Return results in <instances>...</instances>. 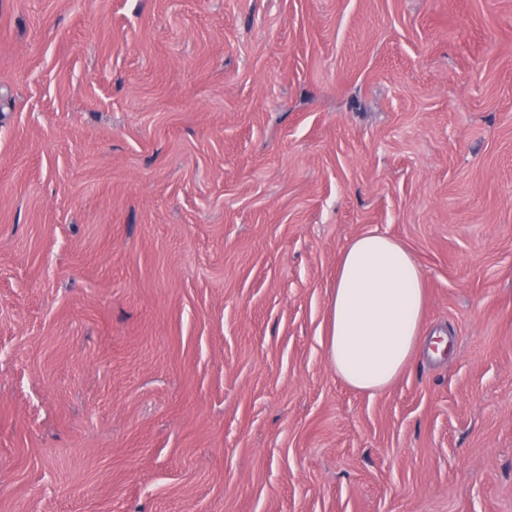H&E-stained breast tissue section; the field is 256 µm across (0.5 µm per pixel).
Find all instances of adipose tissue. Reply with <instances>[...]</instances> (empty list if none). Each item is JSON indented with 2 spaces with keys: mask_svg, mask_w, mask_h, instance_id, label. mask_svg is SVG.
Returning <instances> with one entry per match:
<instances>
[{
  "mask_svg": "<svg viewBox=\"0 0 512 512\" xmlns=\"http://www.w3.org/2000/svg\"><path fill=\"white\" fill-rule=\"evenodd\" d=\"M423 310V278L411 252L384 234L354 239L330 297L329 363L351 387L382 391L414 356Z\"/></svg>",
  "mask_w": 512,
  "mask_h": 512,
  "instance_id": "1",
  "label": "adipose tissue"
}]
</instances>
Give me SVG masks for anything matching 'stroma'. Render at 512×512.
Returning <instances> with one entry per match:
<instances>
[{
  "instance_id": "obj_1",
  "label": "stroma",
  "mask_w": 512,
  "mask_h": 512,
  "mask_svg": "<svg viewBox=\"0 0 512 512\" xmlns=\"http://www.w3.org/2000/svg\"><path fill=\"white\" fill-rule=\"evenodd\" d=\"M368 233L449 333L375 395ZM0 512H512V0H0ZM424 310L422 274L411 252L379 233L342 253L329 303L327 358L351 387L377 393L414 356Z\"/></svg>"
}]
</instances>
